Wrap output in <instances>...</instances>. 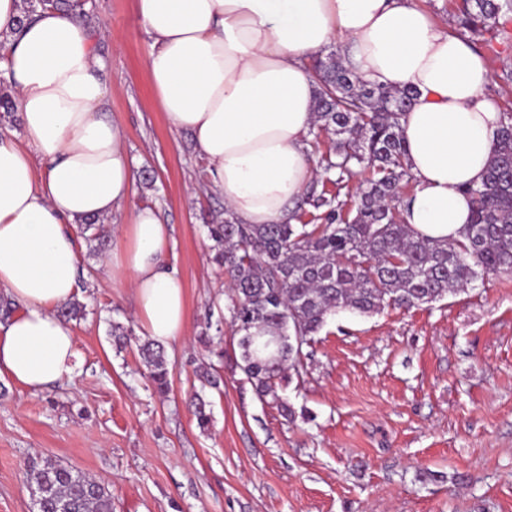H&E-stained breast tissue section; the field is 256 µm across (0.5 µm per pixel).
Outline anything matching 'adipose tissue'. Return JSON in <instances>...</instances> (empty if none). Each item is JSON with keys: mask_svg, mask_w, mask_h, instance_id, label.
<instances>
[{"mask_svg": "<svg viewBox=\"0 0 512 512\" xmlns=\"http://www.w3.org/2000/svg\"><path fill=\"white\" fill-rule=\"evenodd\" d=\"M150 40L146 68L173 128L189 132L209 184L244 224L287 221L321 173L304 142L315 80L309 58L332 42L360 80L417 96L400 119L413 189L406 224L453 242L470 221L502 109L470 44L416 0H137ZM20 0H0V44L24 137L0 138V288L19 310L0 322V380L36 393L72 378L78 338L57 314L76 294L71 225L130 219L107 257L133 291L140 335L182 338L183 282L165 265L171 230L130 207L133 160L108 119L109 69L84 15L41 11L20 24Z\"/></svg>", "mask_w": 512, "mask_h": 512, "instance_id": "obj_1", "label": "adipose tissue"}]
</instances>
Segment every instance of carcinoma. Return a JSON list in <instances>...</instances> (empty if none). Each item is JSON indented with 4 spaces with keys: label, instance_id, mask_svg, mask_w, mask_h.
I'll return each instance as SVG.
<instances>
[{
    "label": "carcinoma",
    "instance_id": "obj_1",
    "mask_svg": "<svg viewBox=\"0 0 512 512\" xmlns=\"http://www.w3.org/2000/svg\"><path fill=\"white\" fill-rule=\"evenodd\" d=\"M22 19L51 7L84 9L88 0H22ZM512 0H462L459 34L471 40L512 37ZM317 86L315 123L307 141L332 146L318 160L331 188L313 183L283 224H242L224 212L209 225L215 260L230 284L228 311L240 335L241 370L262 397L282 402L278 381L302 379L303 346L327 318L351 310L370 315L386 308L429 305L474 283L512 273V113H503L497 144L484 181L467 187L473 211L462 240L418 237L403 216L404 188L412 181L400 118L415 98L411 89L391 90L360 81L336 51L311 58ZM0 109L15 113L11 80L0 75ZM369 172L352 195L342 193L358 171ZM138 352L160 394L169 369L151 340ZM194 416L200 429L211 422L199 398ZM28 483L38 512H112V495L93 478L51 458L30 463Z\"/></svg>",
    "mask_w": 512,
    "mask_h": 512
}]
</instances>
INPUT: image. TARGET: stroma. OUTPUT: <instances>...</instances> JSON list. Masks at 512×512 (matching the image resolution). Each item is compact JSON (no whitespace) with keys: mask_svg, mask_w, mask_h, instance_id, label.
Listing matches in <instances>:
<instances>
[{"mask_svg":"<svg viewBox=\"0 0 512 512\" xmlns=\"http://www.w3.org/2000/svg\"><path fill=\"white\" fill-rule=\"evenodd\" d=\"M89 18L112 63L108 115L136 172L150 175L133 202L172 229L165 260L184 284L186 337L164 346L169 387L158 395L135 346L116 350L108 334L111 323L136 324L128 289L79 241L75 377L35 395L0 382V512H33L35 457L105 485L112 512H512V274L429 306L330 317L303 349V382L279 389L298 410L286 416L239 367L208 231L224 221V197L200 178L191 135L170 125L152 89L136 0H94ZM475 48L512 110L502 78L512 41ZM208 320L221 344L200 342ZM204 366L220 388L202 386ZM196 393L210 403L205 431L191 413Z\"/></svg>","mask_w":512,"mask_h":512,"instance_id":"obj_1","label":"stroma"}]
</instances>
